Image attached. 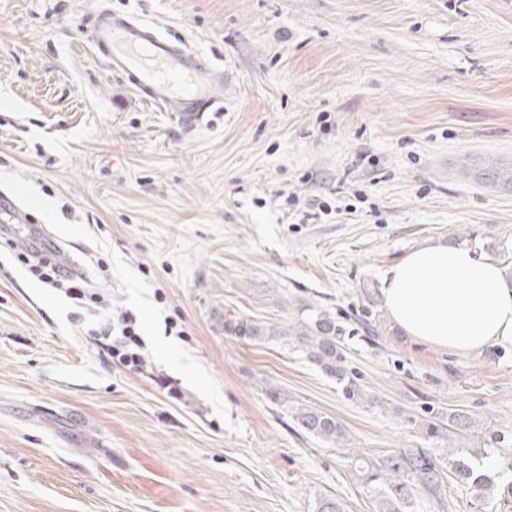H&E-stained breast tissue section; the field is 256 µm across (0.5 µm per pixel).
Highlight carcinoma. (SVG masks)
<instances>
[{"instance_id": "carcinoma-1", "label": "carcinoma", "mask_w": 512, "mask_h": 512, "mask_svg": "<svg viewBox=\"0 0 512 512\" xmlns=\"http://www.w3.org/2000/svg\"><path fill=\"white\" fill-rule=\"evenodd\" d=\"M482 179L491 184H512V168L488 167ZM307 315L300 316L288 329L267 325L240 315L224 316V333L247 341H274L283 339L295 343L306 357L325 375L343 385L349 399L365 398L357 382L350 377L344 365L339 342L345 330L331 312L317 307L305 308ZM292 418L300 429L329 444L345 440L343 425L333 416L310 406L300 404L292 410ZM474 427L472 416L458 410L448 415V423L428 425L429 437L443 440L461 436ZM488 454L481 449L472 453L464 448H448V470H443L437 458L426 448H402L382 456L367 471L368 481L377 484L381 512H416L415 505L423 495L438 503L445 500V479L455 477L470 485L481 495L497 486V476L479 469L474 460Z\"/></svg>"}]
</instances>
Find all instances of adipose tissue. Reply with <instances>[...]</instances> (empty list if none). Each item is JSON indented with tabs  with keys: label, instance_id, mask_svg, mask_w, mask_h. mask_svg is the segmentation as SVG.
Listing matches in <instances>:
<instances>
[{
	"label": "adipose tissue",
	"instance_id": "obj_1",
	"mask_svg": "<svg viewBox=\"0 0 512 512\" xmlns=\"http://www.w3.org/2000/svg\"><path fill=\"white\" fill-rule=\"evenodd\" d=\"M383 296L392 319L418 342L458 354L512 342V287L472 248L414 249L387 271Z\"/></svg>",
	"mask_w": 512,
	"mask_h": 512
}]
</instances>
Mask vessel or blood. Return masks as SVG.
Returning <instances> with one entry per match:
<instances>
[{
	"mask_svg": "<svg viewBox=\"0 0 512 512\" xmlns=\"http://www.w3.org/2000/svg\"><path fill=\"white\" fill-rule=\"evenodd\" d=\"M91 46L106 70L125 76L146 99L171 113L186 128H195L207 113L218 111L222 91L232 77L210 64L184 42L162 34L157 27L100 6L87 23ZM0 214L15 224L19 243L30 246L27 214L12 198H0Z\"/></svg>",
	"mask_w": 512,
	"mask_h": 512,
	"instance_id": "1",
	"label": "vessel or blood"
}]
</instances>
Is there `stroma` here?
Returning <instances> with one entry per match:
<instances>
[{
    "mask_svg": "<svg viewBox=\"0 0 512 512\" xmlns=\"http://www.w3.org/2000/svg\"><path fill=\"white\" fill-rule=\"evenodd\" d=\"M104 3L233 73L223 110L189 132L108 73L85 29ZM489 162L512 166V0H0V191L105 297L74 303L0 238V512H378L356 461L447 464L427 427L456 410L475 427L454 445L488 449L499 488L447 481L448 512H512V343L417 342L382 294L427 243L512 263ZM308 304L345 327L366 399L221 327ZM122 312L140 372L101 335ZM298 404L347 447L304 433ZM291 417L300 429L323 442L337 444L345 440L343 425L335 417L315 408L297 405Z\"/></svg>",
    "mask_w": 512,
    "mask_h": 512,
    "instance_id": "35a3bbf8",
    "label": "stroma"
}]
</instances>
